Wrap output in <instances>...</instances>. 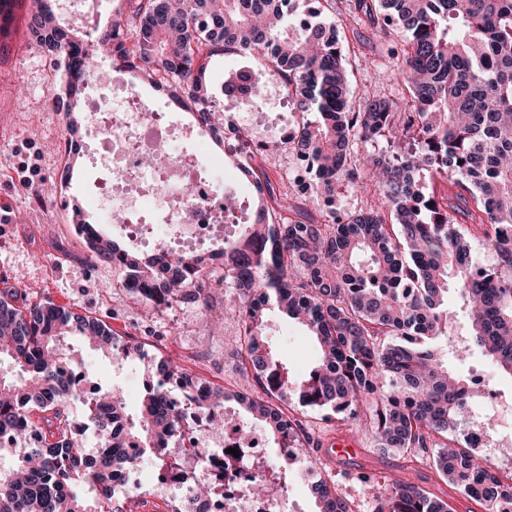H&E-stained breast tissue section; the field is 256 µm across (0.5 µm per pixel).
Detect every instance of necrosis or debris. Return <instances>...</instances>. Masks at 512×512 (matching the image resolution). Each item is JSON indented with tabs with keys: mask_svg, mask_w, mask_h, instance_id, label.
<instances>
[{
	"mask_svg": "<svg viewBox=\"0 0 512 512\" xmlns=\"http://www.w3.org/2000/svg\"><path fill=\"white\" fill-rule=\"evenodd\" d=\"M96 80L85 91L91 116L85 129L89 162L99 180L92 195L103 221L121 216L129 235L167 249L174 256L199 260L211 270H223L224 259L214 253L215 242L228 231L226 200L211 179L202 175L194 154L174 153L170 144L191 139L192 130L150 111L140 95L125 84L112 85V94H97ZM250 102L247 90L226 97L225 142L239 153H269L286 149L298 136L300 113L259 112L245 123L242 111ZM176 411L191 414L199 427L181 434L190 456L203 462L217 492L201 498L188 480L163 473L157 490L181 488L182 512H284L283 500L255 493L257 484L270 481L274 470L259 445L260 437L241 439L233 413H225L224 429L212 432L210 413L176 402ZM466 433L485 456L512 446V427L497 413H471Z\"/></svg>",
	"mask_w": 512,
	"mask_h": 512,
	"instance_id": "4bbe7bcc",
	"label": "necrosis or debris"
}]
</instances>
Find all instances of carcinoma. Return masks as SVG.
<instances>
[{
  "mask_svg": "<svg viewBox=\"0 0 512 512\" xmlns=\"http://www.w3.org/2000/svg\"><path fill=\"white\" fill-rule=\"evenodd\" d=\"M293 0H123L112 27L96 44L122 67L165 85L187 111L209 115L224 127L222 103L212 94L209 66L224 55L255 62L224 82V94L249 90L257 98L271 76L288 104L305 116L291 152L310 161L318 183L329 190L353 175L351 151L384 139L389 149L369 159L379 206L342 220L308 209L311 196L275 192L263 154L227 149L252 182L258 202L244 240L224 246V272L206 273L175 260L161 248L147 260L82 228L86 260L110 263L123 273L116 287L160 310L192 297L204 304L206 326L220 319L209 291L224 290V313L237 316L236 345L262 394L230 395L200 387L203 403L216 407L235 398L274 438L285 464L310 441L281 408L295 401L325 411L376 438L381 448L431 453L436 470L484 512H512V483L505 484L472 448L463 430L469 404L481 387L448 357L462 363L474 350L493 376L512 378V0H353L354 9L379 34L401 26L406 87L401 102L377 96L354 109L336 22L287 27ZM30 27L47 31V51L60 59L73 112L83 83L103 72L84 42L35 0ZM448 184L440 196L436 186ZM483 230L495 251L494 265L476 263L468 226ZM465 314L464 342L450 341L448 289ZM276 309L306 327L319 345V363L294 377L272 355L265 336ZM86 337L122 364L144 354L141 342L112 334L101 320L45 302L17 304L0 292V359L15 377L0 375V447L12 467L0 468V512H127L129 493L114 488L110 468L83 451L68 406L78 399L75 364L62 347L69 335ZM157 378L191 379L171 360L152 363ZM107 411L89 412L100 444L163 457L188 418L170 408L160 382L146 390L137 417L127 414L123 393L99 386ZM42 429L38 444L28 431ZM442 437L439 442L436 437ZM318 512H353L333 481H307ZM376 512H448V503L426 490L390 479L380 487Z\"/></svg>",
  "mask_w": 512,
  "mask_h": 512,
  "instance_id": "1",
  "label": "carcinoma"
}]
</instances>
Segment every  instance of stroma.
I'll list each match as a JSON object with an SVG mask.
<instances>
[{"label": "stroma", "mask_w": 512, "mask_h": 512, "mask_svg": "<svg viewBox=\"0 0 512 512\" xmlns=\"http://www.w3.org/2000/svg\"><path fill=\"white\" fill-rule=\"evenodd\" d=\"M31 0H15L9 30L0 36V212H8L11 222L0 223V286L15 288L26 304L53 302L105 322L120 337H134L152 358L177 363L199 381L226 391L260 388L243 369L234 340L241 330L238 321L225 320L212 331L202 322L201 303L179 300L162 310L133 300L116 282L118 268L82 261L85 242L75 230L76 221L94 225L98 232L119 243L127 238L120 225L103 222L92 206L91 191L96 173L85 155H76L66 185H58L56 173L62 159L53 139L63 130L65 112L47 105L51 94L47 77L56 70L53 57L35 44H28ZM324 19L342 23L346 31L345 54L351 80L353 103L385 96L399 100L404 87L399 77L401 57L391 49L405 33L394 27L390 36L373 37L368 25L351 12L348 0H336L335 7L321 0H296L291 21L314 12ZM35 163L38 173L23 179L21 167ZM316 206L339 216L377 206L373 192L357 193L347 180L336 182L332 190H314ZM62 263H55L57 254ZM111 289V303H104L102 292ZM267 334L275 356L290 372L306 374L319 361L320 349L305 327L274 312L268 317ZM66 347L82 359V371L92 384L117 385L123 390L129 414H137L148 383L153 377L139 362L123 367L91 349L79 336H68ZM297 419L312 440L305 459L283 468L280 450L273 438H265L264 449L274 469H286L288 497L315 512V501L301 477L305 467H313L329 480L339 483L352 503L354 512H374L378 482L398 478L419 486L447 501L451 512H482L480 503L463 496L458 488L436 472L423 455L385 451L375 439L352 426L327 420L323 412L295 409ZM338 438L351 441L353 457L329 465L320 454ZM370 475V482L358 481V474Z\"/></svg>", "instance_id": "obj_1"}]
</instances>
